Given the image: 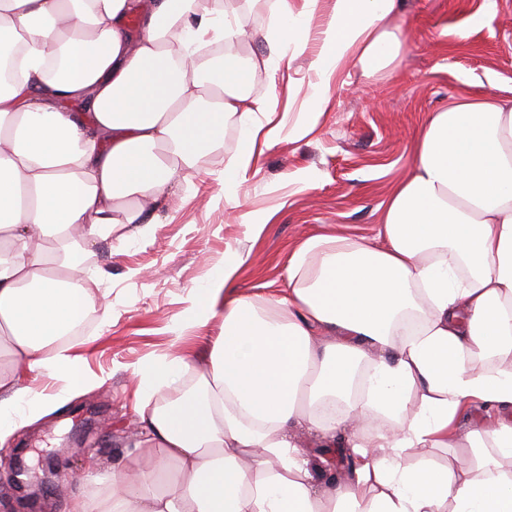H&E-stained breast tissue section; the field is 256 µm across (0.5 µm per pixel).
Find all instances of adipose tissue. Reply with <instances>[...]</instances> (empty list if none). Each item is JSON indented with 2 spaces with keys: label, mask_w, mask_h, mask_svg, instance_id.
Returning <instances> with one entry per match:
<instances>
[{
  "label": "adipose tissue",
  "mask_w": 512,
  "mask_h": 512,
  "mask_svg": "<svg viewBox=\"0 0 512 512\" xmlns=\"http://www.w3.org/2000/svg\"><path fill=\"white\" fill-rule=\"evenodd\" d=\"M262 2L268 51L246 57L242 0H0V63L23 50L20 77L0 81V355L15 368L0 438L106 382L58 344L97 309L81 256L152 238V205L192 180L226 120L243 139L225 190L275 142V106L250 87L280 69L282 44L306 48L318 0ZM396 8L333 0L291 136L315 130L345 65L397 61ZM245 259L226 252L173 324L221 318L202 365L171 353L136 368L142 438L120 472L86 467L70 512H512V98L430 113L376 237L306 238L286 294L240 292ZM302 429L351 449L342 483L318 485ZM461 439L465 462L405 461Z\"/></svg>",
  "instance_id": "obj_1"
}]
</instances>
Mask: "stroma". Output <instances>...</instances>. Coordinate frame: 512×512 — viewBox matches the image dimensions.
<instances>
[{
    "mask_svg": "<svg viewBox=\"0 0 512 512\" xmlns=\"http://www.w3.org/2000/svg\"><path fill=\"white\" fill-rule=\"evenodd\" d=\"M327 17L320 0L304 52L285 47L288 67L255 79L253 96L275 98L283 126L306 106ZM394 24L405 40L395 68L367 77L346 67L327 90L315 131L300 140L280 136L265 149L234 188L235 205L225 201L223 172L242 133L230 122L192 182L175 186L155 211L152 241L134 238L120 255L94 256L98 302L109 320L93 321L69 350L85 371L107 375L106 384L0 442V461L30 474H41L45 461L56 464L60 476L35 496L36 512H67L83 488L86 458L109 469L133 449L140 438L133 369L172 352V325L187 294L227 250L250 254L237 275L241 290L283 295L288 258L304 238L375 235L388 197L411 171L413 142L429 113L463 93L512 92V0H401ZM303 171L312 176L305 189L291 181ZM253 211L267 215L256 238L239 221Z\"/></svg>",
    "mask_w": 512,
    "mask_h": 512,
    "instance_id": "1",
    "label": "stroma"
}]
</instances>
